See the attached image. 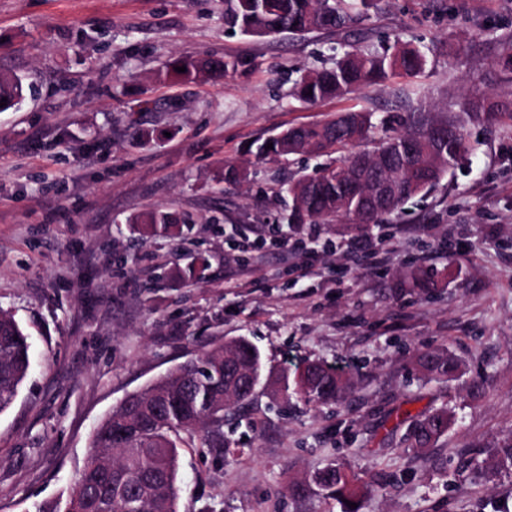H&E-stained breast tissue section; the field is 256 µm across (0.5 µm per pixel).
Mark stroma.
<instances>
[{"label": "stroma", "instance_id": "obj_1", "mask_svg": "<svg viewBox=\"0 0 512 512\" xmlns=\"http://www.w3.org/2000/svg\"><path fill=\"white\" fill-rule=\"evenodd\" d=\"M363 26L426 51L425 71L310 105L289 92L323 64L324 33L232 32L224 0H0V72L26 80L0 112V309L31 344L0 413V512L67 496L127 393L237 336L270 368L320 360L354 387L326 405L261 388L226 412L225 447L187 439L179 512H345L312 481L332 463L379 482L358 512H512V470L491 457L512 437V122L467 124L475 152L367 236L285 224L289 246L264 241L283 183L317 161L259 162L248 144L344 109L379 120L512 99L496 65L512 0H377ZM203 55L244 65L166 76L170 59ZM228 162L240 180L225 181ZM158 212L190 219L189 239H135ZM428 350L455 354L462 376L424 379L413 357ZM442 405L454 421L418 455L405 426Z\"/></svg>", "mask_w": 512, "mask_h": 512}]
</instances>
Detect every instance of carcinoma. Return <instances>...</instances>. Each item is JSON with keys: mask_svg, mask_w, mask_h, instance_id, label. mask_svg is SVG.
I'll use <instances>...</instances> for the list:
<instances>
[{"mask_svg": "<svg viewBox=\"0 0 512 512\" xmlns=\"http://www.w3.org/2000/svg\"><path fill=\"white\" fill-rule=\"evenodd\" d=\"M375 0H224V22L233 29L257 37L288 33L304 35L332 31L336 41L324 53L332 65L304 70L295 80L291 96L316 104L340 99L371 84L396 77L414 78L426 66L423 51L399 40L376 39L367 31L349 38V28L369 16ZM185 67L177 72L175 68ZM244 62L223 57H177L167 62L166 72L192 81L212 74L235 72ZM24 98L23 79L0 74V112L17 107ZM487 116L512 121V102H493L484 96L467 100L463 112L442 121L455 129L451 138L429 139L437 120L421 112L399 118L400 129L376 136L372 114L344 111L324 122L289 127L255 142L254 155L275 160L291 155L326 156L329 161L311 175L288 181L292 204L282 220L288 224L355 222L352 230L363 234L367 225L379 224L397 214L410 199L436 187L468 151L465 123ZM410 136L422 142L413 157L398 156L396 190L389 207L364 219L348 200L345 175L348 148L364 145L368 159L396 149ZM273 148L265 149L267 144ZM169 213L148 217L152 233L183 228ZM31 345L19 322L0 310V413L8 410L28 377ZM415 366L429 379L452 381L462 362L447 350L421 352ZM260 350L239 336L215 345L167 370L145 387L128 394L97 425L87 461L72 492L64 499L45 501L35 512H178L180 495L179 452L182 434L205 433L224 422L232 404L248 402L256 392L253 381L288 401L327 404L347 394L352 380L345 370L323 361H306L285 369L276 379L265 374ZM452 416L446 407L435 408L414 421L405 440L423 453L448 433ZM315 483L328 498L356 502L372 498L377 488L362 484L353 474L329 465L315 473Z\"/></svg>", "mask_w": 512, "mask_h": 512, "instance_id": "carcinoma-1", "label": "carcinoma"}]
</instances>
